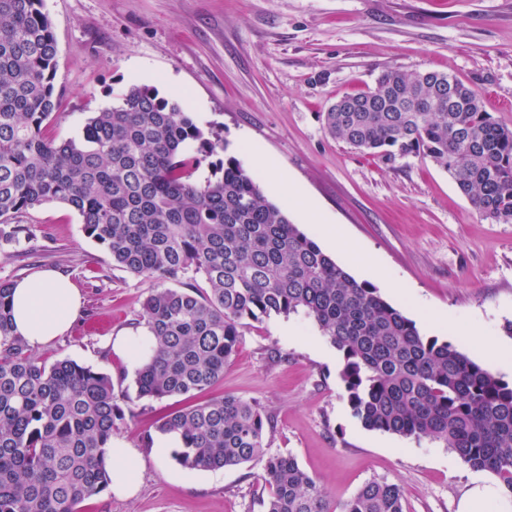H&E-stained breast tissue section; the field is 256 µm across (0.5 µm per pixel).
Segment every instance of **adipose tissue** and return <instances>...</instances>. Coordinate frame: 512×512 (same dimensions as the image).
<instances>
[{
	"mask_svg": "<svg viewBox=\"0 0 512 512\" xmlns=\"http://www.w3.org/2000/svg\"><path fill=\"white\" fill-rule=\"evenodd\" d=\"M255 170L269 178L289 206L304 210L314 223L322 218L314 206L280 174L278 166L265 153H251ZM14 332L33 349L48 345L67 333L81 306L78 288L64 275L44 271L16 283L11 296ZM111 489L129 495L140 485L141 469L134 449L122 440L111 442L107 450ZM458 512H512V493L501 484L473 477L472 486L460 498Z\"/></svg>",
	"mask_w": 512,
	"mask_h": 512,
	"instance_id": "ef3b65f1",
	"label": "adipose tissue"
}]
</instances>
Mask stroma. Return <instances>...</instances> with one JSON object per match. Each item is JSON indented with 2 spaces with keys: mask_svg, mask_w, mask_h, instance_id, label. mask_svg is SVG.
Instances as JSON below:
<instances>
[{
  "mask_svg": "<svg viewBox=\"0 0 512 512\" xmlns=\"http://www.w3.org/2000/svg\"><path fill=\"white\" fill-rule=\"evenodd\" d=\"M58 47L63 99L48 123L79 137L91 113L132 84L179 101L200 125L215 123L229 154L250 167L248 148L272 157L303 196L402 288L454 320L427 337L447 340L512 381L467 335L512 346V224L480 216L432 162L385 161L331 138L323 114L337 98L371 88L384 70L435 71L464 82L512 127V0H44ZM30 229L0 237V281L43 270L70 277L82 306L70 330L34 350L45 363L71 359L131 386L135 369L112 349L148 328L142 302L155 281L113 265L74 210L45 204L16 218ZM341 355L296 316L245 329L216 396L259 403L274 419L272 454H292L333 503L371 480L398 484L406 512H456L474 470L443 443L364 428L348 408ZM170 401H136L135 421L114 438L134 448L136 495L111 492L85 512H263L261 464L188 470L141 445Z\"/></svg>",
  "mask_w": 512,
  "mask_h": 512,
  "instance_id": "35a3bbf8",
  "label": "stroma"
}]
</instances>
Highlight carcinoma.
<instances>
[{
	"label": "carcinoma",
	"mask_w": 512,
	"mask_h": 512,
	"mask_svg": "<svg viewBox=\"0 0 512 512\" xmlns=\"http://www.w3.org/2000/svg\"><path fill=\"white\" fill-rule=\"evenodd\" d=\"M56 59L43 0H0V220L65 204L112 264L179 287L143 300L153 354L135 372V394L118 395L91 366L35 361L13 333V283L0 281V512H82L109 486L106 448L138 416L134 400L209 390L247 327L292 315L314 321L340 352L348 407L366 429L442 442L512 491L511 383L421 335L293 224L237 158L211 161L229 143L155 87L130 85L79 138L55 140ZM325 127L388 161L430 159L480 215L512 223V128L457 79L386 70L369 90L338 98ZM273 428L258 404L231 395L155 421L176 437L171 457L185 469L263 463L264 512H404L401 488L378 480L333 505L293 455L268 453Z\"/></svg>",
	"instance_id": "carcinoma-1"
}]
</instances>
